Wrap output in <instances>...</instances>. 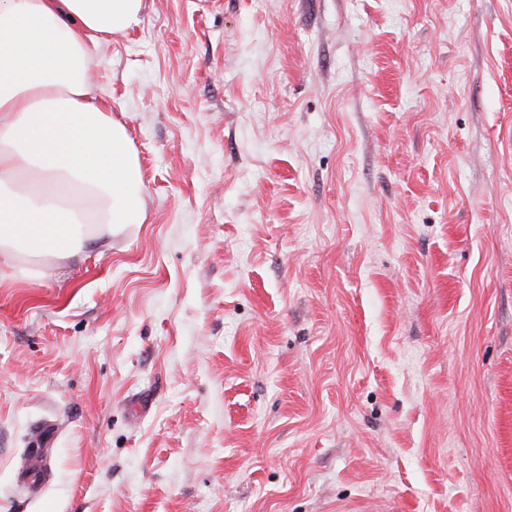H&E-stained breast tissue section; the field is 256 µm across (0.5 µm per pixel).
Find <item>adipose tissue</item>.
Wrapping results in <instances>:
<instances>
[{"label":"adipose tissue","instance_id":"adipose-tissue-1","mask_svg":"<svg viewBox=\"0 0 512 512\" xmlns=\"http://www.w3.org/2000/svg\"><path fill=\"white\" fill-rule=\"evenodd\" d=\"M143 0H0V268L24 275L142 223L126 125L89 79L97 41Z\"/></svg>","mask_w":512,"mask_h":512}]
</instances>
